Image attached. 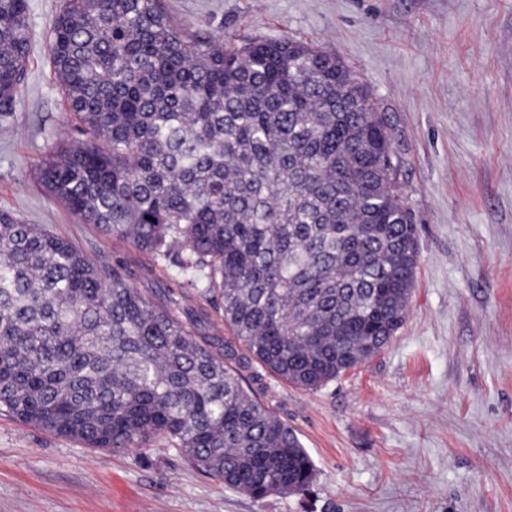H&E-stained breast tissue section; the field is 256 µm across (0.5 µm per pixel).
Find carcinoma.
Segmentation results:
<instances>
[{
    "mask_svg": "<svg viewBox=\"0 0 512 512\" xmlns=\"http://www.w3.org/2000/svg\"><path fill=\"white\" fill-rule=\"evenodd\" d=\"M47 39L81 138L53 146L41 184L180 278L156 302L0 209V413L88 448L164 442L254 499L307 490L314 462L244 371L317 390L403 325L418 249L385 113L339 58L228 46L162 0H61ZM31 40L28 0H0L3 115ZM187 284L231 337L185 311Z\"/></svg>",
    "mask_w": 512,
    "mask_h": 512,
    "instance_id": "1",
    "label": "carcinoma"
}]
</instances>
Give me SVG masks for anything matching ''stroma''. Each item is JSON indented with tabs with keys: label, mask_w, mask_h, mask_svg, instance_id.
Returning <instances> with one entry per match:
<instances>
[{
	"label": "stroma",
	"mask_w": 512,
	"mask_h": 512,
	"mask_svg": "<svg viewBox=\"0 0 512 512\" xmlns=\"http://www.w3.org/2000/svg\"><path fill=\"white\" fill-rule=\"evenodd\" d=\"M185 27L239 44L291 37L341 59L386 113L419 261L388 347L314 391L261 372L317 476L256 500L165 444L86 448L0 414V512H512V0H164ZM59 0H29L33 30L14 113L0 118V208L87 252L176 267L106 240L51 198L38 168L76 137L46 33Z\"/></svg>",
	"instance_id": "1"
}]
</instances>
